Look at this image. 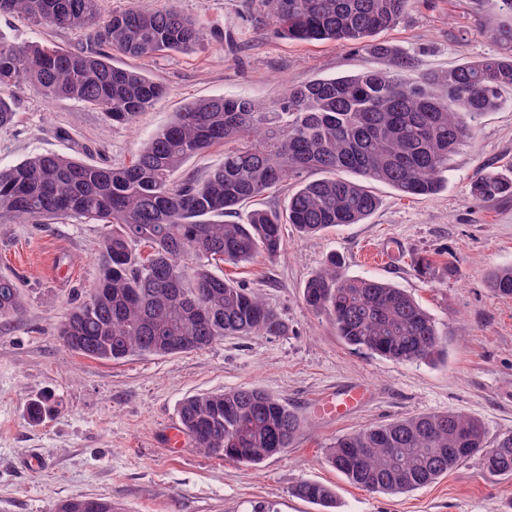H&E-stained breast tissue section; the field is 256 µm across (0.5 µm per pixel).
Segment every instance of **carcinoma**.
Returning a JSON list of instances; mask_svg holds the SVG:
<instances>
[{
	"mask_svg": "<svg viewBox=\"0 0 512 512\" xmlns=\"http://www.w3.org/2000/svg\"><path fill=\"white\" fill-rule=\"evenodd\" d=\"M411 0H258L274 36L341 47L372 39L370 51L396 67L406 57L374 37L402 21ZM23 14L48 28L80 31L82 46L19 44L0 34V126L14 119L11 100L26 89L99 109L132 124L167 90L140 70L112 64V55L144 59L186 50L205 28L176 0L154 11L115 10L102 17L99 0H0V14ZM512 88V56H487L412 84L386 69L314 78L278 98L213 97L186 103L154 132L129 165L103 167L55 153L0 169V220L73 216L110 227L100 276L87 298L58 328L64 348L104 361L130 355L168 356L203 350L226 336L277 335L284 329L260 292L213 272L283 250V225L312 236L340 224H360L379 207L370 190L384 183L408 197L444 188L448 160L472 139L474 123L501 106ZM224 163L198 180L186 163L214 145ZM321 177L306 178L309 172ZM348 176L343 177L341 173ZM293 180L283 211L247 204ZM470 196L512 193V170H488L468 184ZM229 221H224V218ZM151 249L142 256L140 246ZM490 287L512 296V266ZM306 304L327 313L337 336L357 350L398 362L432 363L444 354L435 320L405 291L375 278L345 275L331 256L305 284ZM17 284L0 278V320L21 314ZM53 408L48 395L27 404L39 423ZM180 426L195 447L254 465L288 448L301 428L288 406L256 388L185 398ZM479 456L493 474L512 475V431L487 448L483 425L447 412L396 419L343 435L329 464L373 492L425 487ZM294 495L329 512L332 488L303 482ZM51 512H112V501L59 500Z\"/></svg>",
	"mask_w": 512,
	"mask_h": 512,
	"instance_id": "obj_1",
	"label": "carcinoma"
}]
</instances>
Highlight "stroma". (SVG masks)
Here are the masks:
<instances>
[{"instance_id": "stroma-1", "label": "stroma", "mask_w": 512, "mask_h": 512, "mask_svg": "<svg viewBox=\"0 0 512 512\" xmlns=\"http://www.w3.org/2000/svg\"><path fill=\"white\" fill-rule=\"evenodd\" d=\"M177 7L204 26L200 45L148 59L114 57L162 82L165 96L119 125L84 103L24 91L13 122L0 126V169L47 152L119 167L188 101H269L313 78L388 65L363 46L274 37L256 19V0H177ZM511 20L498 0H412L406 18L380 38L408 57L399 75L412 82L512 52L490 31ZM0 33L72 50L81 42L74 31L14 14H0ZM502 98L449 160L437 195L413 199L376 183L380 205L365 223L314 237L288 225L277 260L220 265L225 278L261 290L286 326L278 335L228 336L199 351L118 362L68 352L57 327L98 279L104 225L75 218L0 224V275L18 283L22 299L21 315L0 321V512H49L54 501L78 496L112 500L123 512H254L260 505L319 512L292 494L305 481L335 490V512H512V477L488 473L476 457L402 494L361 489L327 461L337 437L409 416L465 413L484 425L490 444L512 431V297L488 286L495 270L512 266V195L476 202L466 192L477 172L512 166V89ZM333 254L347 275L386 280L419 301L446 337L444 359L401 363L346 346L330 317L303 299L307 280ZM422 258L431 263L424 275ZM361 384L363 398L343 414L319 409L322 398ZM239 387L263 389L297 414L302 427L289 448L246 465L189 441L167 446L184 398ZM43 393L56 412L30 423L26 403Z\"/></svg>"}]
</instances>
